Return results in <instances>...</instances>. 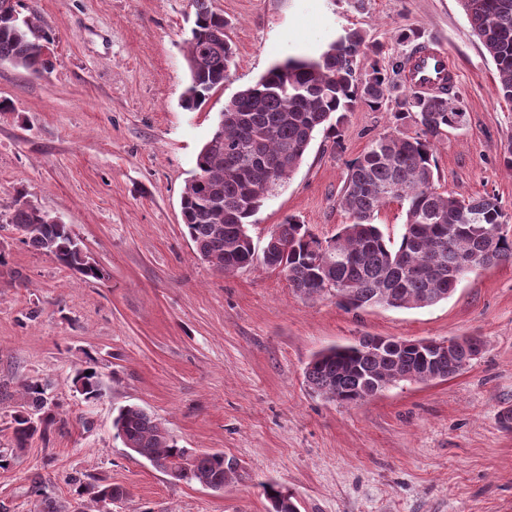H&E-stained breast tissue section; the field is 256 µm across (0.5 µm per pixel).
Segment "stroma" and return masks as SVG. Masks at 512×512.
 <instances>
[{"instance_id":"1","label":"stroma","mask_w":512,"mask_h":512,"mask_svg":"<svg viewBox=\"0 0 512 512\" xmlns=\"http://www.w3.org/2000/svg\"><path fill=\"white\" fill-rule=\"evenodd\" d=\"M55 39L42 76L0 63V512H31L35 476L71 506L93 475L127 495L112 512H269L262 486L299 512H512V263L469 274L436 305L348 310L308 298L283 273L215 270L195 252L180 198L224 104L275 62L318 55L357 29L377 61L447 48L465 117L438 143L442 189L497 198L512 232V104L459 0H212L229 22L236 67L200 108L190 80L192 0H23ZM411 33L409 41L397 38ZM389 125L357 107L342 137L317 133L304 161L249 226L256 248L287 216L322 237L348 223L347 161ZM28 200L71 225L103 272L82 280L24 245L7 218ZM363 336H478L480 356L454 378L401 382L356 406L312 393L313 355ZM97 359L104 395L68 377ZM38 379L67 421L14 450L21 385ZM127 405L161 419L178 445L222 451L245 477L215 493L130 454L112 420Z\"/></svg>"}]
</instances>
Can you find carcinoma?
I'll return each mask as SVG.
<instances>
[{"instance_id": "cac0c4a2", "label": "carcinoma", "mask_w": 512, "mask_h": 512, "mask_svg": "<svg viewBox=\"0 0 512 512\" xmlns=\"http://www.w3.org/2000/svg\"><path fill=\"white\" fill-rule=\"evenodd\" d=\"M195 20L187 42L191 83L183 93L188 109L228 79L235 52L224 34L227 21L211 0H193ZM471 29L493 61L497 93L512 103V0H460ZM54 43L41 19L34 15L0 16V62L33 73L52 67L43 48ZM376 47L359 30H348L317 56L289 57L274 64L260 79L224 103L214 132L222 141L201 147L196 173L201 181L186 184L181 196L182 222L196 253L224 273L257 263L286 276L297 293L308 298L329 292L335 285L338 303L348 310L370 307L411 309L432 306L448 298L461 282L458 263L473 254L484 255L485 266L512 263V236L497 233L504 214L489 195L462 201L440 190L435 180V144L464 117L457 92L419 93L401 84L407 60L398 58L386 67L363 61ZM391 115L388 130L347 164L339 204L350 222L333 239L342 255L327 266L319 263L318 235L294 216L278 225L282 251L270 257L256 252L248 232L250 218L301 165L314 133L321 127L339 136L343 113L357 105ZM419 131H401L407 122ZM397 202L405 208L403 233L397 242L385 237L375 218L384 206ZM9 223L23 244L52 257L60 266L85 278L97 279L101 270L90 265L87 253L68 224L39 208L15 203ZM395 358L362 340L333 346L314 355L304 372L317 395L342 405L366 401L365 385H389L408 377L428 382L423 374L415 340L401 339ZM72 387L87 402L104 391L95 360L87 358L71 377ZM47 388L37 379L23 384V403L12 416V437L24 448L36 437L46 439L60 422L51 408ZM116 438L124 447L178 481L222 489L240 476L238 463L222 452L195 453L181 448L164 424L139 406L120 408L112 420ZM45 481L32 479L29 494L33 512H60L43 491ZM271 512H298L292 497L264 485ZM76 493L95 503L120 499L126 491L117 485L76 482Z\"/></svg>"}]
</instances>
